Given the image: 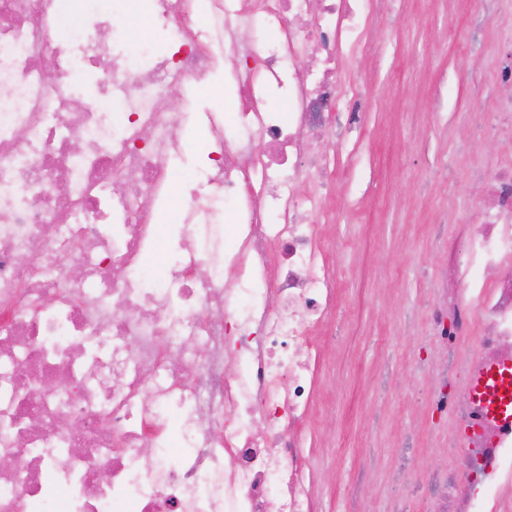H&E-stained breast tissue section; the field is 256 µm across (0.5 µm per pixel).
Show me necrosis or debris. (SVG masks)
<instances>
[{
    "label": "necrosis or debris",
    "instance_id": "1",
    "mask_svg": "<svg viewBox=\"0 0 512 512\" xmlns=\"http://www.w3.org/2000/svg\"><path fill=\"white\" fill-rule=\"evenodd\" d=\"M127 2L0 0V512H319L304 431L335 305L323 227L346 221L331 161L364 119L336 66L380 0H150L164 55L130 40ZM228 49L235 106L201 116L206 164L176 189L186 115L158 100L205 89ZM489 81L469 119L512 145V65ZM474 177L488 202L476 224L448 213L459 249L426 330L444 351L428 408L453 426L429 471L400 451L384 512L418 490L425 512H512V426L470 393L480 366L512 363V149Z\"/></svg>",
    "mask_w": 512,
    "mask_h": 512
}]
</instances>
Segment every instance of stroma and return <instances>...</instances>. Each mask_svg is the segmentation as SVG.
I'll return each instance as SVG.
<instances>
[{
    "label": "stroma",
    "mask_w": 512,
    "mask_h": 512,
    "mask_svg": "<svg viewBox=\"0 0 512 512\" xmlns=\"http://www.w3.org/2000/svg\"><path fill=\"white\" fill-rule=\"evenodd\" d=\"M370 42L345 79L366 87L363 127L339 147L336 313L319 335L316 426L308 428L322 512H358L386 493L399 447L428 468L447 420L429 417L428 370L441 360L422 341L448 265L447 203L479 218L478 156L503 142L463 124L495 94L491 69L512 52V9L489 0H383Z\"/></svg>",
    "instance_id": "obj_1"
}]
</instances>
